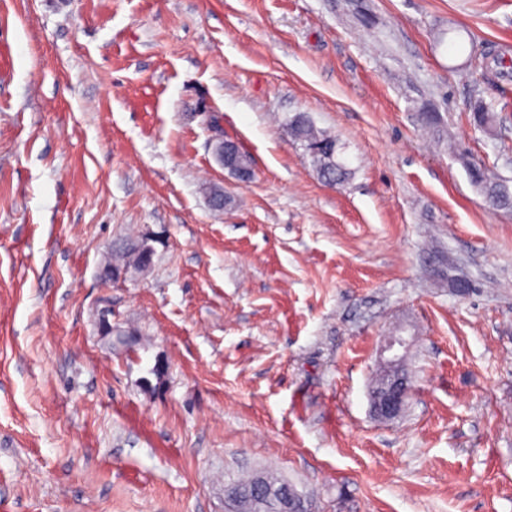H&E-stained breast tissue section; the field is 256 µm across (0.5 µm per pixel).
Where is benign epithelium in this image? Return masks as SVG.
Returning <instances> with one entry per match:
<instances>
[{
    "mask_svg": "<svg viewBox=\"0 0 512 512\" xmlns=\"http://www.w3.org/2000/svg\"><path fill=\"white\" fill-rule=\"evenodd\" d=\"M215 156L221 165L239 180L247 182L252 179L253 168L237 166L224 154V143L216 146ZM409 345L410 341L398 334H392L385 339L380 361V369L383 370L381 381L379 385L371 386L370 391L371 408L380 419H395L405 410L409 380L404 368V355L400 354V351L407 350ZM296 497L297 489L286 481L273 485L259 477L254 485V503L265 509L288 512V505Z\"/></svg>",
    "mask_w": 512,
    "mask_h": 512,
    "instance_id": "obj_1",
    "label": "benign epithelium"
}]
</instances>
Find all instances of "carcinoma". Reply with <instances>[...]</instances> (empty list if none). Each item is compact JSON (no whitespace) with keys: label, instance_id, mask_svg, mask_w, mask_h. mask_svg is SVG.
Listing matches in <instances>:
<instances>
[{"label":"carcinoma","instance_id":"obj_1","mask_svg":"<svg viewBox=\"0 0 512 512\" xmlns=\"http://www.w3.org/2000/svg\"><path fill=\"white\" fill-rule=\"evenodd\" d=\"M471 58L480 61L484 70L493 69L505 77L512 70V60L488 57L486 54H473ZM473 124L485 132L496 130V115L490 105L481 100L475 102L472 110ZM288 133L307 150L318 176L327 183L341 184L349 179L351 171L339 157L340 146L336 138L318 129L310 117L304 113L294 115L288 121ZM469 174L482 193L487 197H497L501 190V177L492 175L482 168H469ZM153 248L143 239L125 238L112 248V255L103 266L102 272L108 278L116 279L123 271L145 273L153 266ZM255 474L243 476L230 485L235 491L226 495L225 500L232 512H247L251 509V496Z\"/></svg>","mask_w":512,"mask_h":512}]
</instances>
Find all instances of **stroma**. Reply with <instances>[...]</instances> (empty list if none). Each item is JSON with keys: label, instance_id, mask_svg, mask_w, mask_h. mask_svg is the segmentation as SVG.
I'll list each match as a JSON object with an SVG mask.
<instances>
[{"label": "stroma", "instance_id": "obj_1", "mask_svg": "<svg viewBox=\"0 0 512 512\" xmlns=\"http://www.w3.org/2000/svg\"><path fill=\"white\" fill-rule=\"evenodd\" d=\"M473 45L512 59V0H0V512H228L256 470L312 512H512V213L467 170L512 178V76ZM473 124L485 132L493 133L496 130V115L490 105L477 100L472 110ZM288 133L307 150L318 176L327 183L341 184L351 171L339 157L336 138L319 130L305 113H297L288 121ZM153 248L143 238H125L112 248L111 257L104 262L101 271L107 279L118 278L123 271L148 272L153 266ZM409 345L410 341L404 336H386L380 361L381 381L376 386V376L370 391L371 408L380 419L398 418L405 410L409 380L404 368V354H400V350L406 351ZM385 353L388 356H384Z\"/></svg>", "mask_w": 512, "mask_h": 512}]
</instances>
